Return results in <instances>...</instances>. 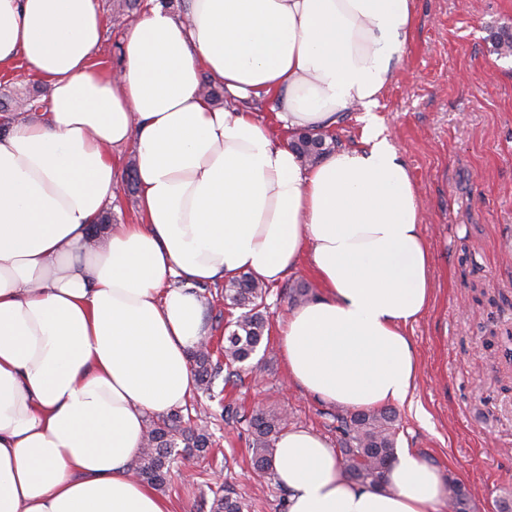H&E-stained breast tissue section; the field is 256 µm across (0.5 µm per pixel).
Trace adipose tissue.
Here are the masks:
<instances>
[{
  "label": "adipose tissue",
  "mask_w": 512,
  "mask_h": 512,
  "mask_svg": "<svg viewBox=\"0 0 512 512\" xmlns=\"http://www.w3.org/2000/svg\"><path fill=\"white\" fill-rule=\"evenodd\" d=\"M415 0L148 4L118 69L97 67L95 0H0V70L45 85L41 121L0 136V512H172L133 473L149 416L186 405L208 334L200 285L274 284L309 265L317 296L284 318L288 380L347 408L404 404L407 328L433 253L408 168L374 115ZM219 83L232 109L199 91ZM278 100L270 127L245 100ZM363 114V148L303 166L282 133ZM132 145L137 220L88 229ZM288 512H438L443 472L400 449L380 487L351 480L301 428L276 445Z\"/></svg>",
  "instance_id": "1"
}]
</instances>
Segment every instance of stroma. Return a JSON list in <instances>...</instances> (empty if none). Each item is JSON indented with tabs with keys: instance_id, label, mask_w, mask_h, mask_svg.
<instances>
[{
	"instance_id": "obj_1",
	"label": "stroma",
	"mask_w": 512,
	"mask_h": 512,
	"mask_svg": "<svg viewBox=\"0 0 512 512\" xmlns=\"http://www.w3.org/2000/svg\"><path fill=\"white\" fill-rule=\"evenodd\" d=\"M416 23L375 115L409 169L434 256L433 300L408 330L419 369L396 406V445L415 450L448 482L465 486L470 512H498L512 494V55L491 32L512 27V0H416ZM308 267L272 286L271 328L233 397L246 410L278 408L290 427L337 444V409L289 383L278 343L293 289ZM208 427L206 457L173 469L161 495L174 512H210L208 485L232 487L245 512H284L274 478L254 477L253 436L192 392Z\"/></svg>"
}]
</instances>
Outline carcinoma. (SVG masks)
<instances>
[{
	"label": "carcinoma",
	"mask_w": 512,
	"mask_h": 512,
	"mask_svg": "<svg viewBox=\"0 0 512 512\" xmlns=\"http://www.w3.org/2000/svg\"><path fill=\"white\" fill-rule=\"evenodd\" d=\"M496 51L512 53V28L505 26L494 36ZM44 108L41 92L25 87L0 99V135L11 127V112H38ZM324 133H301L289 143L304 161L316 163L329 151ZM224 302L239 310L235 320L224 327V343L216 351L197 349L191 354L197 389L213 397L219 377L228 384L239 377V365L248 361L268 338L270 322L265 300L270 285L250 274L242 273L224 282ZM246 419L254 436L252 468L261 475L273 470L275 442L288 427L287 417L275 409L259 410ZM339 451L346 473L363 484H377L395 458L396 414L387 408H370L350 414L336 415ZM211 445L205 427L193 421L191 414L176 410L152 419L147 427L144 447L136 464V474L155 487L166 483L179 459L197 453L204 455ZM448 506L453 512H469V496L460 485L453 486ZM210 512H243V504L235 492L222 486L213 491Z\"/></svg>",
	"instance_id": "1"
}]
</instances>
